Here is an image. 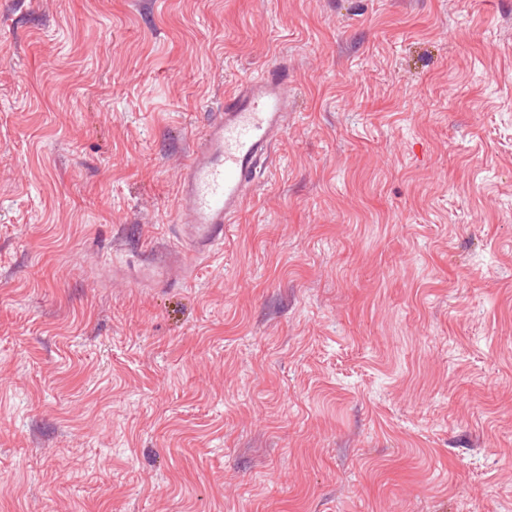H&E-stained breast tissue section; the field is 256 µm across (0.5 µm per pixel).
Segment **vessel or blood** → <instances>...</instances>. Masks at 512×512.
Segmentation results:
<instances>
[{
	"label": "vessel or blood",
	"instance_id": "b4317fda",
	"mask_svg": "<svg viewBox=\"0 0 512 512\" xmlns=\"http://www.w3.org/2000/svg\"><path fill=\"white\" fill-rule=\"evenodd\" d=\"M291 88L287 65L278 64L225 93L223 105L203 123L180 168L178 253L140 251L123 268L126 278L138 283L150 277L164 288L184 286L178 260L195 261L223 245L288 127Z\"/></svg>",
	"mask_w": 512,
	"mask_h": 512
}]
</instances>
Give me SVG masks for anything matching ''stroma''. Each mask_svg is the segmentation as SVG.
Segmentation results:
<instances>
[{"label": "stroma", "mask_w": 512, "mask_h": 512, "mask_svg": "<svg viewBox=\"0 0 512 512\" xmlns=\"http://www.w3.org/2000/svg\"><path fill=\"white\" fill-rule=\"evenodd\" d=\"M276 64L223 249L113 277ZM0 512H512V0H0Z\"/></svg>", "instance_id": "stroma-1"}]
</instances>
